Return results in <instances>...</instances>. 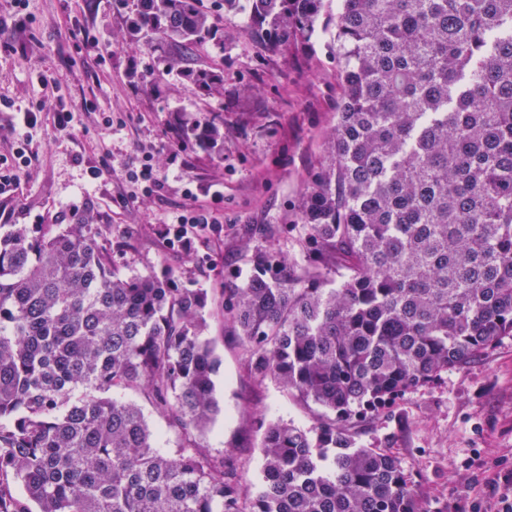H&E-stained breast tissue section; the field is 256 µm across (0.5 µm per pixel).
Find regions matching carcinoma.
<instances>
[{"instance_id":"1","label":"carcinoma","mask_w":512,"mask_h":512,"mask_svg":"<svg viewBox=\"0 0 512 512\" xmlns=\"http://www.w3.org/2000/svg\"><path fill=\"white\" fill-rule=\"evenodd\" d=\"M268 48L316 31L327 0H222ZM178 59L212 37L203 0H113ZM326 20V19H324ZM340 96L298 205L308 260L251 251L221 312L261 384L324 410L260 423L255 491L193 439L219 413L209 295L127 277L88 218L0 224V512H423L398 461L350 432L512 337V0H340L326 20ZM185 76L218 90L212 70ZM179 138L216 149L215 124ZM139 392L183 437L156 446Z\"/></svg>"}]
</instances>
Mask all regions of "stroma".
Segmentation results:
<instances>
[{
    "mask_svg": "<svg viewBox=\"0 0 512 512\" xmlns=\"http://www.w3.org/2000/svg\"><path fill=\"white\" fill-rule=\"evenodd\" d=\"M213 21L215 39L172 70L164 53L131 39L112 0H26L21 12L0 0V160L13 157L19 111L36 113L24 130L32 164L0 194L9 223L90 216L121 274H168L178 287L211 294L247 277L253 246L305 261L297 204L326 154L340 92L329 37L319 30L272 53L239 16L220 10ZM200 68L223 73L222 93L195 89L184 72ZM42 74L51 87L39 84ZM62 105L74 115L64 131L55 123ZM181 112L218 124L220 150L183 143L174 130ZM144 163L162 187L129 199L126 176ZM93 167L104 174L92 182ZM192 205L209 209L223 230L190 252H170L158 229ZM271 225L277 234L263 236ZM206 335L221 358L214 380L222 408L206 441L212 452L235 454L249 488L263 466L259 422L308 427L317 409L275 382L257 384L219 313ZM351 431L396 457L418 484L424 512H467L471 502L492 500L490 479L512 468V337Z\"/></svg>",
    "mask_w": 512,
    "mask_h": 512,
    "instance_id": "1",
    "label": "stroma"
}]
</instances>
